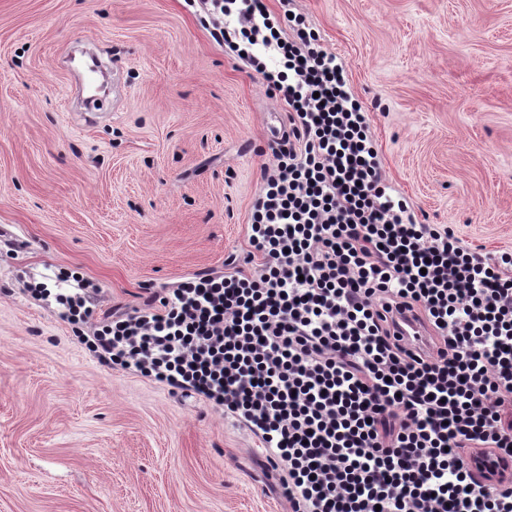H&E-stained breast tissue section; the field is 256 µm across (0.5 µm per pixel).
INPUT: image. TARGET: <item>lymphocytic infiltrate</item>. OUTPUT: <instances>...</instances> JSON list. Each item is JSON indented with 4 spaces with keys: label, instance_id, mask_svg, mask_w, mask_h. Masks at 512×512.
Masks as SVG:
<instances>
[{
    "label": "lymphocytic infiltrate",
    "instance_id": "lymphocytic-infiltrate-1",
    "mask_svg": "<svg viewBox=\"0 0 512 512\" xmlns=\"http://www.w3.org/2000/svg\"><path fill=\"white\" fill-rule=\"evenodd\" d=\"M210 34L291 113L270 149L243 266L166 289L159 308L88 323L100 358L192 391L269 450L290 512H512L466 454L512 459V249L485 253L418 223L388 181L345 70L264 0H197ZM279 58L268 71L265 55ZM411 314L436 351L400 338Z\"/></svg>",
    "mask_w": 512,
    "mask_h": 512
}]
</instances>
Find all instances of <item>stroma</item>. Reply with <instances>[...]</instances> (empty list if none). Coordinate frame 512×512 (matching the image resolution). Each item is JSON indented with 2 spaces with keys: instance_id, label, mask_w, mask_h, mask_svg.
Segmentation results:
<instances>
[{
  "instance_id": "stroma-1",
  "label": "stroma",
  "mask_w": 512,
  "mask_h": 512,
  "mask_svg": "<svg viewBox=\"0 0 512 512\" xmlns=\"http://www.w3.org/2000/svg\"><path fill=\"white\" fill-rule=\"evenodd\" d=\"M424 224L512 248V0H294ZM91 41L123 97L76 109ZM288 109L190 0H0V512H289L267 450L206 398L102 362L96 314L244 256Z\"/></svg>"
}]
</instances>
